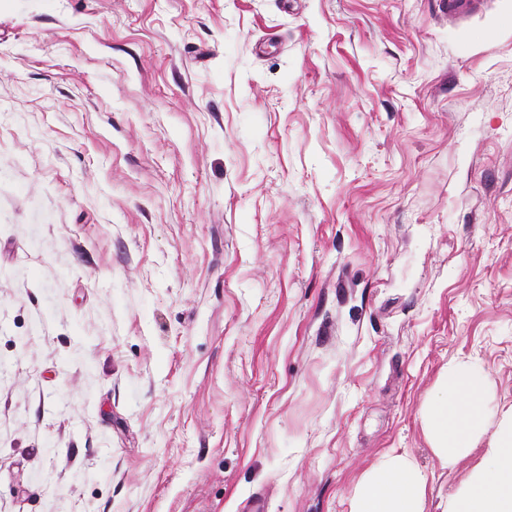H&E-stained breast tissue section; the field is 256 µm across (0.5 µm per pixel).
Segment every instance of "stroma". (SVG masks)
I'll list each match as a JSON object with an SVG mask.
<instances>
[{
	"instance_id": "obj_1",
	"label": "stroma",
	"mask_w": 512,
	"mask_h": 512,
	"mask_svg": "<svg viewBox=\"0 0 512 512\" xmlns=\"http://www.w3.org/2000/svg\"><path fill=\"white\" fill-rule=\"evenodd\" d=\"M511 415L512 0H0V512H449ZM481 380L471 369L458 364L443 383L447 395L428 403L424 422L439 462L450 466L476 447L484 428ZM425 481L405 458L391 456L362 479L352 512H424Z\"/></svg>"
}]
</instances>
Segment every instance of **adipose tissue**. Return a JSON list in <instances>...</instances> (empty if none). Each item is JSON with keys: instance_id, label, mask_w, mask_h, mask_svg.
<instances>
[{"instance_id": "ef3b65f1", "label": "adipose tissue", "mask_w": 512, "mask_h": 512, "mask_svg": "<svg viewBox=\"0 0 512 512\" xmlns=\"http://www.w3.org/2000/svg\"><path fill=\"white\" fill-rule=\"evenodd\" d=\"M482 383L458 364L448 372L444 392L428 403L424 422L433 451L450 466L476 447L484 428ZM487 476L476 479L453 512H512V420L494 437L486 457ZM425 477L405 458L392 456L358 485L353 512H424Z\"/></svg>"}]
</instances>
